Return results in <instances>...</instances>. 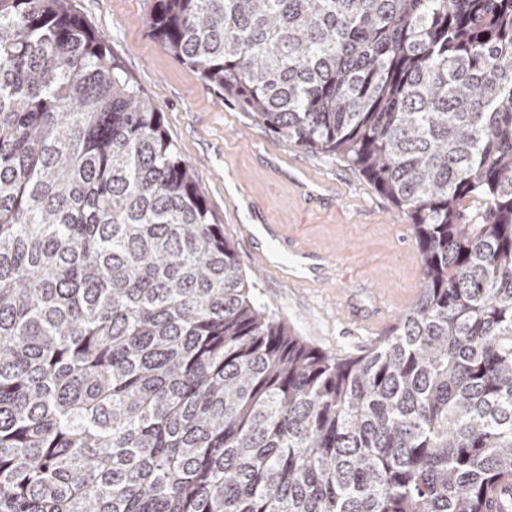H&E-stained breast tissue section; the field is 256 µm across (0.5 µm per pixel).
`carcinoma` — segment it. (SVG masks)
<instances>
[{"mask_svg":"<svg viewBox=\"0 0 512 512\" xmlns=\"http://www.w3.org/2000/svg\"><path fill=\"white\" fill-rule=\"evenodd\" d=\"M148 24L386 196L423 288L361 354L310 345L252 294L74 0H0V512H493L512 489V0H154Z\"/></svg>","mask_w":512,"mask_h":512,"instance_id":"cac0c4a2","label":"carcinoma"}]
</instances>
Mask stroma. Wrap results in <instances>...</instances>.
Masks as SVG:
<instances>
[{
  "label": "stroma",
  "mask_w": 512,
  "mask_h": 512,
  "mask_svg": "<svg viewBox=\"0 0 512 512\" xmlns=\"http://www.w3.org/2000/svg\"><path fill=\"white\" fill-rule=\"evenodd\" d=\"M153 3L74 0L199 172L215 221L259 301L314 347L360 354L422 290L411 224L335 156L282 142L206 87L151 31ZM263 254L287 259V276L267 273Z\"/></svg>",
  "instance_id": "obj_1"
}]
</instances>
